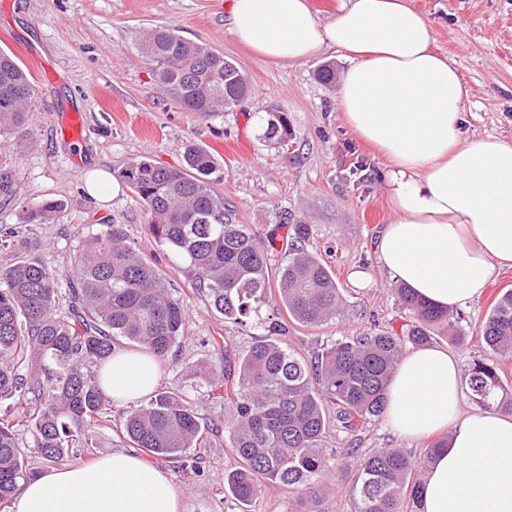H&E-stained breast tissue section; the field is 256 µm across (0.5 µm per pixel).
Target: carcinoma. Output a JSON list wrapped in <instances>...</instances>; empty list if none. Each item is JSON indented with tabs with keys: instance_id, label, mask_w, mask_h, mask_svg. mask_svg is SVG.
<instances>
[{
	"instance_id": "1",
	"label": "carcinoma",
	"mask_w": 512,
	"mask_h": 512,
	"mask_svg": "<svg viewBox=\"0 0 512 512\" xmlns=\"http://www.w3.org/2000/svg\"><path fill=\"white\" fill-rule=\"evenodd\" d=\"M139 50L161 89L188 112H226L250 93L244 74L223 54L165 26L143 30ZM33 98L28 70L0 51V137L27 140ZM262 137L288 145V113H266ZM183 159L181 168L136 160L121 178L143 202L149 235L189 261L196 287L224 322L262 330L238 361L224 358L223 370L189 367L210 392L227 390L236 467L224 485L244 508L274 486L295 496L290 512H316L311 504L325 494L324 478L357 455L355 448L324 447L331 422L353 436L384 414L406 345L436 342L440 326L456 345L467 337L455 327L454 314L397 284L392 292L407 314L400 330L374 322L311 355L298 351L286 343L288 324L319 327L347 306L331 268L306 248L314 225L293 222L285 261L271 268L265 243L250 225L235 222V211L215 188L224 179L219 161L194 142L184 145ZM60 208L59 201L44 200L22 209L19 225L0 228V400L11 401L0 419V512L28 477L18 425L31 429L34 447L52 464L64 461L70 448L96 447V425L114 415L124 439L156 460L181 461L203 441L198 409L179 389L161 388L119 410L102 389L99 371L114 339L122 337L162 363L184 335L186 313L161 269L129 241L125 225L105 224L75 250L76 305L69 316L58 315L57 275L26 252L36 244L30 227ZM272 298L271 312H263ZM481 339L500 360L512 359L511 289L489 310ZM501 373L499 363L476 359L468 388L478 404L512 413V383ZM442 447L435 441L419 459L399 448L359 458L356 512H415L418 475Z\"/></svg>"
}]
</instances>
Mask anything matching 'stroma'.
<instances>
[{"label":"stroma","instance_id":"obj_1","mask_svg":"<svg viewBox=\"0 0 512 512\" xmlns=\"http://www.w3.org/2000/svg\"><path fill=\"white\" fill-rule=\"evenodd\" d=\"M221 0H0V50L13 53L35 74V102L29 114L30 144L0 137V169L11 172L15 196H0V226L19 222L22 208L56 199L61 210L37 225L34 256L58 278L57 312L71 302L72 257L78 246L106 224L125 225L130 239L152 256L187 311L179 346L161 371L160 385L180 386L201 415L203 443L183 462H162L180 497V512H239L224 493V476L236 461L225 430L223 399L188 376V366H223L253 340L251 328L233 329L196 288L188 260L148 234L147 214L128 187L107 204L88 196L83 175L97 167L118 176L135 160L178 167L182 147L206 146L224 168L220 186L236 221L262 239L285 238L288 218L315 224L307 245L331 267L349 305L322 327L291 325L290 342L312 352L323 341L353 335L370 322L401 327L406 315L378 263V234L390 216L384 189L385 161L345 126L338 83L316 73L331 63L337 74L346 60L326 49L315 56L274 65L254 56L224 28ZM432 21L436 48L451 59L470 94L466 103L469 136L494 135L512 143V0H411ZM166 26L207 44L245 74L251 93L230 112L200 116L185 111L154 81L138 50L141 28ZM287 112L293 130L289 148L264 142L261 120L272 108ZM79 113L81 138L60 130L66 113ZM369 271L373 287L352 284L353 269ZM512 289V268L495 273L483 296L461 309L459 328L468 338L453 348L462 369L489 358L480 341L483 319L500 292ZM429 439H406L384 419L366 424L355 437L333 431L330 448L353 446L369 454L398 448L422 456ZM117 422L97 428L93 448L69 449L65 466H90L101 456L128 450Z\"/></svg>","mask_w":512,"mask_h":512}]
</instances>
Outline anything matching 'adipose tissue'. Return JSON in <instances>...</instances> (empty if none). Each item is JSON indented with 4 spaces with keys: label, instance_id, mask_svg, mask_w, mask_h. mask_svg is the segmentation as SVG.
<instances>
[{
    "label": "adipose tissue",
    "instance_id": "adipose-tissue-1",
    "mask_svg": "<svg viewBox=\"0 0 512 512\" xmlns=\"http://www.w3.org/2000/svg\"><path fill=\"white\" fill-rule=\"evenodd\" d=\"M226 30L274 63L324 49L349 66L338 89L348 127L386 162L392 216L377 239L381 267L440 309L479 299L512 267V143L465 132L469 90L433 47L410 0H349L320 21L308 0H224ZM160 370L115 352L100 374L115 403L148 395ZM457 356L422 347L400 358L384 419L399 436L447 443L422 483L421 512H512V414L462 412ZM16 512H180L167 472L115 452L90 468H50L22 483Z\"/></svg>",
    "mask_w": 512,
    "mask_h": 512
}]
</instances>
